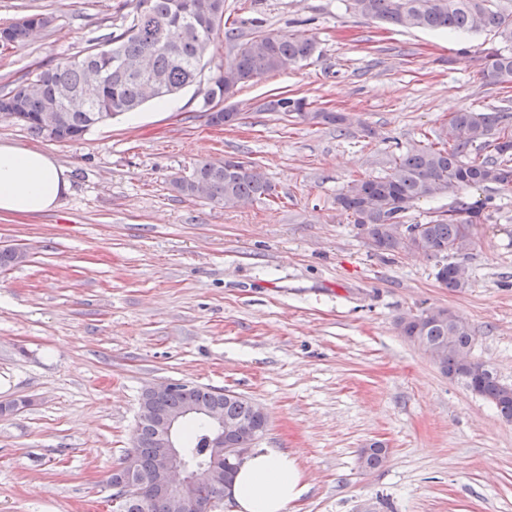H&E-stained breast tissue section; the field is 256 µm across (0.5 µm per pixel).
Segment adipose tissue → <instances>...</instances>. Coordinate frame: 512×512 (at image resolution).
<instances>
[{"label":"adipose tissue","instance_id":"obj_1","mask_svg":"<svg viewBox=\"0 0 512 512\" xmlns=\"http://www.w3.org/2000/svg\"><path fill=\"white\" fill-rule=\"evenodd\" d=\"M69 190L65 169L46 153L0 143V214H36L57 206ZM304 487L290 454L259 448L238 468L234 512H288Z\"/></svg>","mask_w":512,"mask_h":512}]
</instances>
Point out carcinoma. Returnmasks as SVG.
<instances>
[{
  "mask_svg": "<svg viewBox=\"0 0 512 512\" xmlns=\"http://www.w3.org/2000/svg\"><path fill=\"white\" fill-rule=\"evenodd\" d=\"M354 14L394 26L455 32H487L494 44L484 50L483 79L490 84L512 83V8L500 0H348ZM127 24L110 32L103 44L92 46L53 68L37 67L29 78L0 95V111L11 113L32 136L65 142L92 128L152 101H161L194 84L206 83L204 112L208 123L222 125L232 113L224 98L246 82L286 70L310 59L317 50L313 40L287 34H266L239 41L238 29L224 23V0H131ZM51 25L44 14H30L0 28V46L22 45L33 33ZM234 43L235 53L202 80L205 56L215 39ZM303 98L284 93L267 109L285 116H307ZM440 148H413L394 160L390 173L354 181L337 203L374 250L405 254L410 250L437 260L435 277L453 291L468 286L459 274L466 251L473 244V227L483 221L485 204L458 206L419 225L416 237L404 241L396 232L415 201L463 187L494 185L512 189V116L504 109L461 110L452 113L442 132ZM173 189L216 206L267 199L274 187L260 169L235 160L200 163L191 176L173 180ZM401 335L422 351L441 350L443 373L463 384L512 422V385L501 381L488 364L473 357L477 341L468 324L448 320V312L434 308L420 315L400 317ZM219 397L211 388L176 383L159 401L141 396L134 455L136 479L152 477L160 453L155 404L164 413L207 407ZM224 417L240 423L234 441L251 445L265 431L268 418L253 411L252 402L224 392ZM207 426L190 430L187 446L192 458L207 460ZM385 448H364L359 462L364 469L382 466ZM119 512H166L164 501L150 507L136 494L126 496Z\"/></svg>",
  "mask_w": 512,
  "mask_h": 512,
  "instance_id": "carcinoma-1",
  "label": "carcinoma"
}]
</instances>
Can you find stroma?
<instances>
[{
	"label": "stroma",
	"instance_id": "1",
	"mask_svg": "<svg viewBox=\"0 0 512 512\" xmlns=\"http://www.w3.org/2000/svg\"><path fill=\"white\" fill-rule=\"evenodd\" d=\"M124 2L0 0V27L53 17L0 48V91L98 44ZM224 18L246 40L318 42L307 62L237 87L224 101L232 124L209 125L194 86L75 141L0 124L1 143L49 154L70 182L50 211L0 216V249L28 253L0 270V403L30 401L0 417V512H112L140 397L168 380L264 408L259 447L288 451L306 486L288 512H512V422L396 327L447 308L512 384V191L468 187L407 212L422 224L485 202L460 291L436 280L434 260L374 251L336 202L435 142L451 113L512 107V84H485L476 62L491 36L392 26L346 0H224ZM283 92L310 119L268 111ZM227 158L257 165L276 201L224 208L173 190ZM374 441L388 459L362 469Z\"/></svg>",
	"mask_w": 512,
	"mask_h": 512
}]
</instances>
